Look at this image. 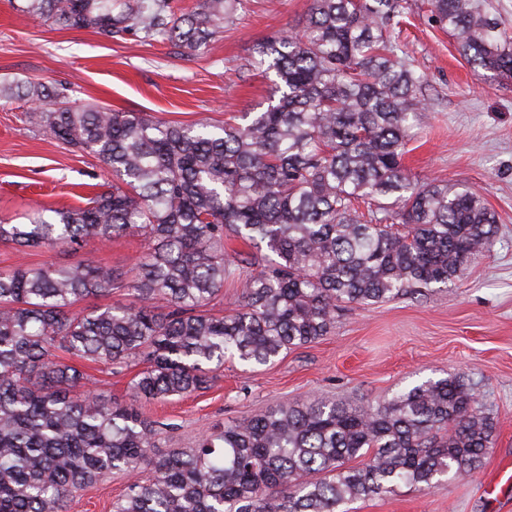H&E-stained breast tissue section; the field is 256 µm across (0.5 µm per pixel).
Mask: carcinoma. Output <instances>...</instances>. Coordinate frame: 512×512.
I'll return each mask as SVG.
<instances>
[{
  "label": "carcinoma",
  "instance_id": "obj_1",
  "mask_svg": "<svg viewBox=\"0 0 512 512\" xmlns=\"http://www.w3.org/2000/svg\"><path fill=\"white\" fill-rule=\"evenodd\" d=\"M246 2L201 0L179 15L171 0H22L17 11L198 53ZM486 5L431 0L432 17L476 76L512 79V37ZM403 14L404 0H312L303 38L258 44L278 97L240 122L163 121L74 105L52 83L0 84V99H26L30 122L112 172L83 207L1 220L0 240L75 250L144 239L127 272L84 261L0 272V512H66L112 472L128 477L112 512H350L480 466L495 424L457 376L382 400L279 406L164 455L140 411L208 388L227 358L266 366L320 340L342 304L446 288L490 248L496 220L479 191L403 165L410 119L429 111L423 75L398 54ZM230 236L255 252L229 257ZM243 265L237 307L210 312ZM121 283L134 303L74 311ZM59 351L145 367L121 402L88 392Z\"/></svg>",
  "mask_w": 512,
  "mask_h": 512
}]
</instances>
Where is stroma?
Returning a JSON list of instances; mask_svg holds the SVG:
<instances>
[{
  "label": "stroma",
  "instance_id": "35a3bbf8",
  "mask_svg": "<svg viewBox=\"0 0 512 512\" xmlns=\"http://www.w3.org/2000/svg\"><path fill=\"white\" fill-rule=\"evenodd\" d=\"M18 0H0V83L46 81L70 87L74 100L168 121L224 119L258 112L273 88L255 63L257 44L285 30H303L310 0H249L236 25L192 55L128 35L108 41L89 30H58L20 17ZM399 43L425 77L430 103L415 129L405 164L424 179L477 187L499 232L463 278L424 296L407 295L338 311L334 328L276 364L228 362L212 386L166 403L144 405L162 425L160 448L191 447L214 426L269 407L316 397L385 396L427 377L470 382L496 429L494 446L472 473L420 492L403 486L353 503V512H512V79L475 77L456 43L431 17L429 0H406ZM28 103L0 100V218L24 211L84 206L106 178L94 156L72 149L30 123ZM144 247L140 236L79 250L18 251L0 241V271L18 263L85 261L128 271ZM127 477L112 473L67 504V512H111Z\"/></svg>",
  "mask_w": 512,
  "mask_h": 512
}]
</instances>
